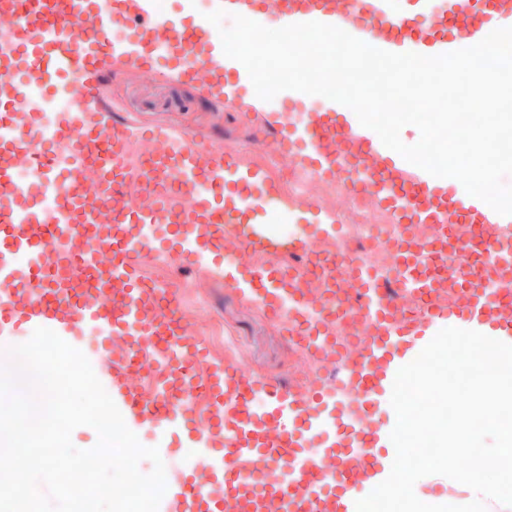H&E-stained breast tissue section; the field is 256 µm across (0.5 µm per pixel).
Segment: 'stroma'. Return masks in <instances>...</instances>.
<instances>
[{
  "mask_svg": "<svg viewBox=\"0 0 512 512\" xmlns=\"http://www.w3.org/2000/svg\"><path fill=\"white\" fill-rule=\"evenodd\" d=\"M107 92L126 118L207 132L214 140L238 148L249 160L257 159L270 140L257 113L215 105L194 88L161 77L117 72L109 79ZM182 282L185 313L203 319L199 337L214 357H223L225 344H232L243 373L287 382L292 361L287 338L260 307L198 268L184 270ZM135 433L143 446L158 448L167 469L182 466L186 429L139 427Z\"/></svg>",
  "mask_w": 512,
  "mask_h": 512,
  "instance_id": "stroma-1",
  "label": "stroma"
}]
</instances>
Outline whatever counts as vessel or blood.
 Listing matches in <instances>:
<instances>
[{
    "label": "vessel or blood",
    "instance_id": "1",
    "mask_svg": "<svg viewBox=\"0 0 512 512\" xmlns=\"http://www.w3.org/2000/svg\"><path fill=\"white\" fill-rule=\"evenodd\" d=\"M430 0H274L280 25L319 21L395 53L445 54L512 27V0H441L435 22L416 18ZM211 9L262 21L260 0H209ZM131 30L129 39L113 34ZM129 69L198 89L239 112L260 113L279 141L302 144V164L325 177L346 162L370 171L373 205L391 224H433V249L407 239L396 281L425 296L415 318L397 315L364 259L331 268L325 308L358 312L372 330L349 360L344 383L364 398L363 418L317 385L298 393L213 360L184 328L178 278L147 279L145 263L197 265L272 318L304 316L295 283L301 270L267 267L242 276L224 253L234 239L248 252L305 255L311 237L336 235L318 204L286 202L265 171L243 165L236 149L203 132L124 119L107 94L112 73ZM243 69L227 58L205 17L184 20L157 0H0V338L39 327L70 340L85 327L102 343L96 375L137 425L199 423L190 443L205 481L168 477L159 512H356L362 493L385 480L380 449L390 431L384 411L400 367L448 326L512 344V215L496 213L453 178H436L385 147L356 115L332 103L292 119L257 96L242 97ZM63 105L41 112L37 88ZM307 224L289 239L273 224ZM452 271L437 272L438 258ZM494 285L492 298L476 281ZM321 353L332 337L321 325L300 333Z\"/></svg>",
    "mask_w": 512,
    "mask_h": 512
}]
</instances>
